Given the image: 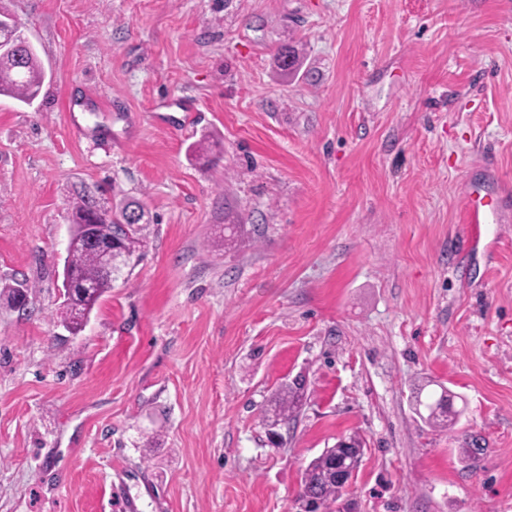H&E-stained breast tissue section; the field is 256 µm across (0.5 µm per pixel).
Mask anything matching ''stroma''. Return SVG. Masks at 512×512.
Listing matches in <instances>:
<instances>
[{
    "label": "stroma",
    "instance_id": "stroma-1",
    "mask_svg": "<svg viewBox=\"0 0 512 512\" xmlns=\"http://www.w3.org/2000/svg\"><path fill=\"white\" fill-rule=\"evenodd\" d=\"M0 12L48 72L0 96V512H301L306 465L355 432L354 512H512V206L466 221L473 187L512 193V0ZM83 190L152 222L73 334ZM443 385L466 411L439 431L415 403ZM301 396V384L299 382L283 384L276 394L274 406L270 411L271 416L268 415L267 420L274 425L288 424V421L294 418L299 408Z\"/></svg>",
    "mask_w": 512,
    "mask_h": 512
}]
</instances>
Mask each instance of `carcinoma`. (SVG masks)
<instances>
[{
    "label": "carcinoma",
    "instance_id": "obj_1",
    "mask_svg": "<svg viewBox=\"0 0 512 512\" xmlns=\"http://www.w3.org/2000/svg\"><path fill=\"white\" fill-rule=\"evenodd\" d=\"M18 52L24 60L21 68L16 67L9 56L0 58V95H8L27 104L43 84V67L37 52H30L25 48L18 49ZM131 207L132 204L127 203L112 211V223L98 225V236L101 239L116 237V247L119 250L137 256L144 247V231L150 223L147 215H142L141 223L132 226L126 232L116 234L112 231V225L122 223ZM97 208L99 205L95 198L83 193L78 195L74 204V214L79 218ZM67 259L69 267L63 268V274L70 275L71 279L79 283L92 284V288L88 290L76 289L75 294L66 303L70 315L69 326L77 333L84 326L100 298L112 288L113 277L107 271L103 253L82 237V227L79 223L74 224ZM301 396L299 382L282 385L267 420L275 425L288 423L299 408ZM465 410L464 405L456 413L435 410L427 415L426 422L433 428L446 429L456 424ZM345 453L344 448H327L309 462L304 470L303 497L317 499L320 507L327 510L343 496L344 485L337 478L336 461Z\"/></svg>",
    "mask_w": 512,
    "mask_h": 512
}]
</instances>
